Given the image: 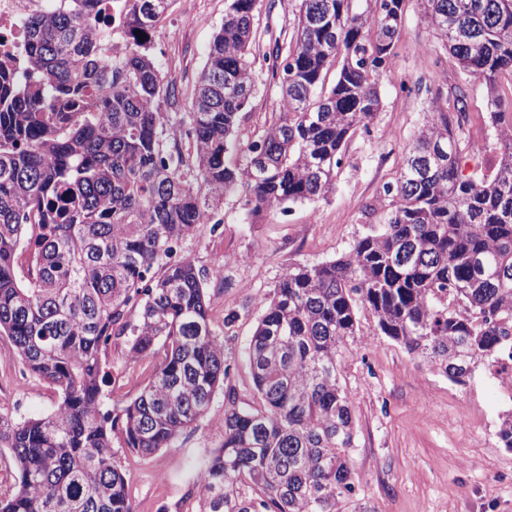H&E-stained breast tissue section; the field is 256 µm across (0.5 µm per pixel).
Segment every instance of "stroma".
I'll use <instances>...</instances> for the list:
<instances>
[{
    "instance_id": "stroma-1",
    "label": "stroma",
    "mask_w": 512,
    "mask_h": 512,
    "mask_svg": "<svg viewBox=\"0 0 512 512\" xmlns=\"http://www.w3.org/2000/svg\"><path fill=\"white\" fill-rule=\"evenodd\" d=\"M229 6L228 0H175L156 33L168 48L159 63L181 90L177 110H187L207 51ZM294 0H260L254 17L259 35L252 45L256 94L242 121L240 134L261 130L273 110L278 87L265 61L274 35L290 37ZM180 29L171 41L167 31ZM419 75L466 84L468 138L494 144L489 121L488 90L480 80L462 73L455 60L421 22L416 0H405L404 20L379 91L382 107L369 129L357 131L346 145V158L327 199L293 207L289 220L265 215L246 220L236 200H226L214 224L198 226L181 245V254L207 268L225 260L222 280L212 281V326L224 336V359L230 385L241 402L257 396L245 347L261 314V299L295 264H318L347 251L365 235L374 217L364 214L384 185L395 179L403 152L413 139L432 102L401 91ZM236 313L232 325L224 318ZM155 368L151 358L133 359L118 346L106 353V370L117 378L124 400L136 398ZM339 380L354 409L356 441L349 453L359 481L351 507L368 512H512V448L497 437L512 399L499 391L484 369L456 383L380 335L368 309L358 314L357 333L341 349ZM58 396L36 376L26 373L17 350L0 335V413L18 420L52 412ZM224 397L216 395L207 416L176 442L148 459L123 453L134 512L179 508L195 512L189 498L192 471L223 440ZM167 481H157L158 472Z\"/></svg>"
}]
</instances>
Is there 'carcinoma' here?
<instances>
[{"instance_id":"1","label":"carcinoma","mask_w":512,"mask_h":512,"mask_svg":"<svg viewBox=\"0 0 512 512\" xmlns=\"http://www.w3.org/2000/svg\"><path fill=\"white\" fill-rule=\"evenodd\" d=\"M46 2L27 24L31 67L0 59V335L59 401L38 418L0 414L18 473L0 512H134L114 444L142 459L172 447L229 375L209 313L215 269L176 258L179 244L228 198L251 220L334 190L348 140L380 111L405 0H295L294 31L272 56L275 112L245 141L259 0H231L185 112L170 111L179 91L153 45L174 0H109L124 40L111 55L91 28L99 0ZM417 6L491 94L492 164L462 169L464 87L416 78L434 108L380 207L365 206L380 222L341 256L288 268L266 295L248 347L261 404L224 394L223 441L188 491L198 512H341L356 432L337 365L361 308L454 381L512 365V101L495 95L512 76V0ZM115 340L157 364L109 410Z\"/></svg>"}]
</instances>
